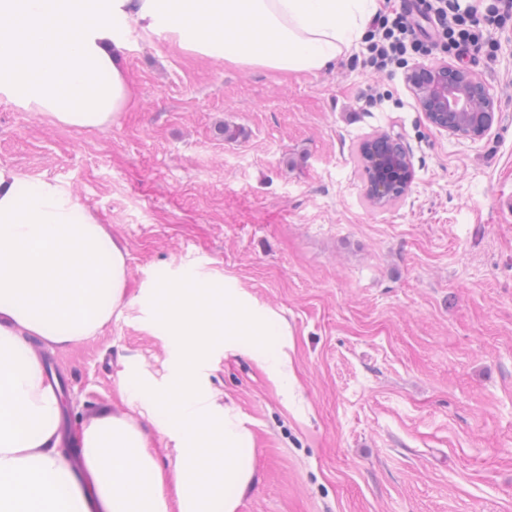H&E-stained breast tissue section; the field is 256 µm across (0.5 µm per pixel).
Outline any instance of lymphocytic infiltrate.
I'll return each mask as SVG.
<instances>
[{
	"label": "lymphocytic infiltrate",
	"instance_id": "obj_1",
	"mask_svg": "<svg viewBox=\"0 0 512 512\" xmlns=\"http://www.w3.org/2000/svg\"><path fill=\"white\" fill-rule=\"evenodd\" d=\"M512 28V0H492L486 8L469 0H416L381 11L369 29L366 67L391 71L438 48L455 54L472 48L493 54L494 32Z\"/></svg>",
	"mask_w": 512,
	"mask_h": 512
}]
</instances>
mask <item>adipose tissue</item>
<instances>
[{
  "label": "adipose tissue",
  "mask_w": 512,
  "mask_h": 512,
  "mask_svg": "<svg viewBox=\"0 0 512 512\" xmlns=\"http://www.w3.org/2000/svg\"><path fill=\"white\" fill-rule=\"evenodd\" d=\"M384 0H0V99L77 129H104L133 106L122 67L125 30L162 33L181 50L282 74L335 64ZM127 295L126 252L63 186L0 167V512H239L256 481L251 434L236 408L200 387L196 369L233 336L279 387L287 352L267 310L223 279L182 272L148 290L179 358L167 387L126 380L119 395L175 442L150 448L145 425L106 416L79 436L60 432L63 407L32 340L65 348L103 333ZM83 450L74 473L72 447Z\"/></svg>",
  "instance_id": "adipose-tissue-1"
}]
</instances>
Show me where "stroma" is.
I'll list each match as a JSON object with an SVG mask.
<instances>
[{
    "instance_id": "35a3bbf8",
    "label": "stroma",
    "mask_w": 512,
    "mask_h": 512,
    "mask_svg": "<svg viewBox=\"0 0 512 512\" xmlns=\"http://www.w3.org/2000/svg\"><path fill=\"white\" fill-rule=\"evenodd\" d=\"M467 51L497 103L480 138L434 127L405 70L365 41L295 76L228 66L130 33L135 106L78 130L0 101V167L64 185L127 253V303L102 335L37 346L69 433L130 408L126 375L163 383L172 343L140 289L180 267L240 289L288 333L279 389L216 353L218 404L249 420L256 484L240 512H512V31ZM384 98L369 107L367 89ZM236 132L224 136L225 129ZM384 132L414 179L366 195L361 143Z\"/></svg>"
}]
</instances>
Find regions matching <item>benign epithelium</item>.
<instances>
[{
    "mask_svg": "<svg viewBox=\"0 0 512 512\" xmlns=\"http://www.w3.org/2000/svg\"><path fill=\"white\" fill-rule=\"evenodd\" d=\"M406 81L427 120L436 128L476 139L491 127L496 102L478 74L441 61L411 70ZM412 181L413 165L404 151L395 196L404 195Z\"/></svg>",
    "mask_w": 512,
    "mask_h": 512,
    "instance_id": "1",
    "label": "benign epithelium"
}]
</instances>
